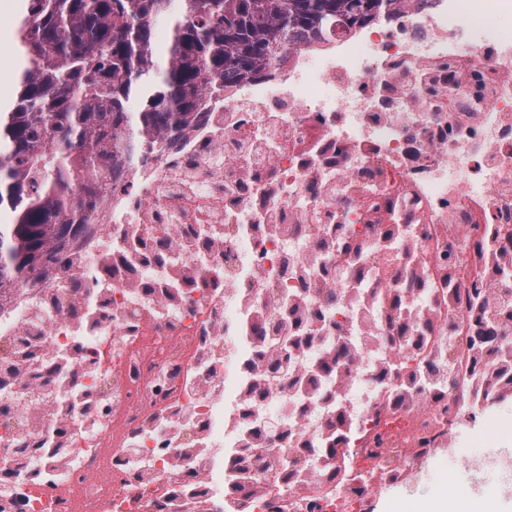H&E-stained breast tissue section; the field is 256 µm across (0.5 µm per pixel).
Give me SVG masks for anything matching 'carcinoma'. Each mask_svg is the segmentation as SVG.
Returning <instances> with one entry per match:
<instances>
[{
	"instance_id": "1",
	"label": "carcinoma",
	"mask_w": 512,
	"mask_h": 512,
	"mask_svg": "<svg viewBox=\"0 0 512 512\" xmlns=\"http://www.w3.org/2000/svg\"><path fill=\"white\" fill-rule=\"evenodd\" d=\"M21 45L34 67L0 112V289L66 252L108 190L102 166L134 145L195 122L234 83L269 71L290 47L349 33L395 0H184L165 66L155 22L171 0H24ZM470 344L468 381L488 372L512 383V355L485 362ZM351 421L340 412L328 437L335 457Z\"/></svg>"
}]
</instances>
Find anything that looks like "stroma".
<instances>
[{
  "instance_id": "stroma-1",
  "label": "stroma",
  "mask_w": 512,
  "mask_h": 512,
  "mask_svg": "<svg viewBox=\"0 0 512 512\" xmlns=\"http://www.w3.org/2000/svg\"><path fill=\"white\" fill-rule=\"evenodd\" d=\"M20 0H0L6 19L0 23V105L8 106L16 95L14 75L21 67L14 51ZM512 434V398L484 409L476 418L463 419L439 447L422 456L416 477L390 483L380 481L379 489L368 501L370 512H383L387 495L398 492V512H415L421 498L440 493L448 481H475L487 497L512 500V478H474L472 470L488 463L502 452L504 433Z\"/></svg>"
}]
</instances>
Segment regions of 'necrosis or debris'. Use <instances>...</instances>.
<instances>
[{
  "label": "necrosis or debris",
  "instance_id": "necrosis-or-debris-1",
  "mask_svg": "<svg viewBox=\"0 0 512 512\" xmlns=\"http://www.w3.org/2000/svg\"><path fill=\"white\" fill-rule=\"evenodd\" d=\"M502 7L403 0L109 168L90 232L0 299V512H173L180 488L224 512L249 436L261 452L233 512H365L370 474L410 473L414 448L447 437L468 410L460 354L482 335L512 352V323L476 326L460 301L512 307V270L475 249L497 257L512 230V38L482 24ZM374 288L402 296L407 325L432 311L427 346L386 342ZM297 304L321 313L308 346L255 386L257 342L278 343ZM343 342L336 402L318 363ZM418 365L420 396L393 407ZM340 408L342 477L298 494L268 452L319 470Z\"/></svg>",
  "mask_w": 512,
  "mask_h": 512
}]
</instances>
